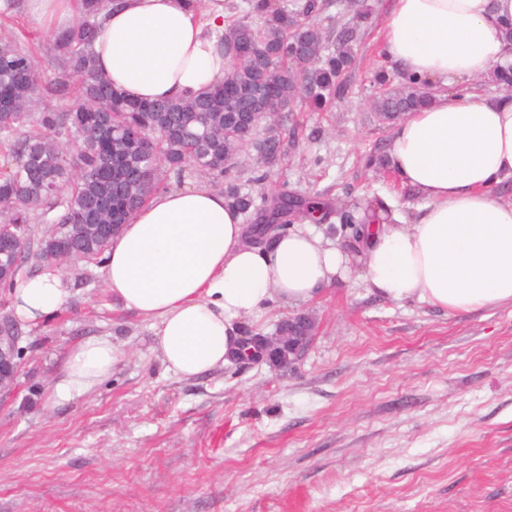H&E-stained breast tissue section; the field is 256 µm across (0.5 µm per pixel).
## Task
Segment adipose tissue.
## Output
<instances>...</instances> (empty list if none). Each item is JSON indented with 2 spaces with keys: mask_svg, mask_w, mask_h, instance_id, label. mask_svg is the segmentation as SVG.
<instances>
[{
  "mask_svg": "<svg viewBox=\"0 0 512 512\" xmlns=\"http://www.w3.org/2000/svg\"><path fill=\"white\" fill-rule=\"evenodd\" d=\"M99 22L96 67L136 100L186 98L224 76V0H108ZM511 25L512 0H393L382 50L433 100L396 125L389 162L425 203L409 214L390 199L368 203L354 249L310 224L251 242L223 192L200 184L154 195L124 224L104 255L106 287L152 321L167 371L194 378L224 366L244 322L309 302L356 269L391 301L452 313L512 307V203L491 193L512 177V93L463 87L512 63ZM68 298L50 265L18 282L12 310L37 324ZM117 358L110 338L77 343L54 381L56 401L92 392Z\"/></svg>",
  "mask_w": 512,
  "mask_h": 512,
  "instance_id": "adipose-tissue-1",
  "label": "adipose tissue"
}]
</instances>
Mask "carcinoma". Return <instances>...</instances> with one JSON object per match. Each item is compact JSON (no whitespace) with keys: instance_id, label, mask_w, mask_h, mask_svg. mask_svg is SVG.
I'll use <instances>...</instances> for the list:
<instances>
[{"instance_id":"carcinoma-1","label":"carcinoma","mask_w":512,"mask_h":512,"mask_svg":"<svg viewBox=\"0 0 512 512\" xmlns=\"http://www.w3.org/2000/svg\"><path fill=\"white\" fill-rule=\"evenodd\" d=\"M105 0H82L77 23L57 39L58 63L44 83L32 79L30 56L17 41L0 38V288L9 290L32 257L64 251L95 262L121 225L157 192L200 173L224 183L225 198L253 221L269 219L284 230L302 215L312 221L336 214L341 224H360L359 206L332 209L319 196L285 189L241 193L224 160L253 147L262 184L286 155L288 112L303 101L313 112L330 110L341 98L340 75L355 60L359 24L325 27L312 20L330 0H247L244 14L225 17L219 35L224 51L250 46L271 64L273 99L252 96L256 72L239 59L224 78L194 98L138 101L117 91L97 71L92 45ZM381 86L372 100L379 121L390 123L432 101L430 88L401 75L376 74ZM79 84L82 102L66 111L44 107L38 97L65 100ZM272 119L263 140L260 121ZM55 230L35 237L33 224Z\"/></svg>"}]
</instances>
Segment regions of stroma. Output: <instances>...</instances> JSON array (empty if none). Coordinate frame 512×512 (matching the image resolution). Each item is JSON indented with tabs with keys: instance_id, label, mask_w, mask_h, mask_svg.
<instances>
[{
	"instance_id": "stroma-1",
	"label": "stroma",
	"mask_w": 512,
	"mask_h": 512,
	"mask_svg": "<svg viewBox=\"0 0 512 512\" xmlns=\"http://www.w3.org/2000/svg\"><path fill=\"white\" fill-rule=\"evenodd\" d=\"M368 20L333 111L295 108V138L269 188L339 199L423 202L388 167L392 125L371 110L385 64L390 0ZM37 73L56 37L22 0L0 12ZM71 298L22 325L19 376L0 395V512H512V308L446 314L381 298L358 277L302 305L274 307L251 332L294 314L315 323L292 367L244 362L194 379L167 373L152 323L114 306L101 265L61 266ZM111 337L119 358L88 395L59 404L68 350Z\"/></svg>"
}]
</instances>
